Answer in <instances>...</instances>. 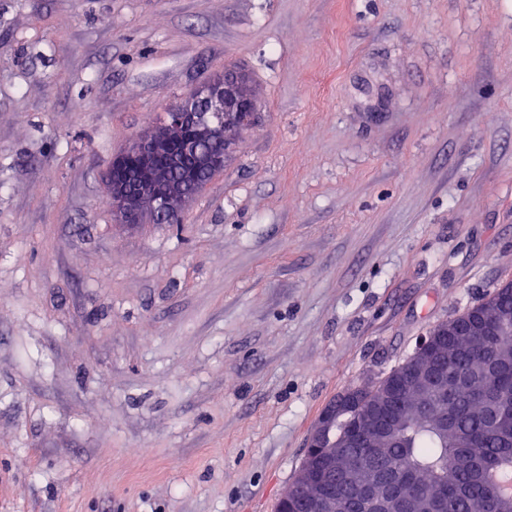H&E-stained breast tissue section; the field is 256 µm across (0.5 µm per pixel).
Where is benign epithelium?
Segmentation results:
<instances>
[{
  "mask_svg": "<svg viewBox=\"0 0 512 512\" xmlns=\"http://www.w3.org/2000/svg\"><path fill=\"white\" fill-rule=\"evenodd\" d=\"M201 99L208 101L213 120L205 119L197 110L196 102ZM250 108V103L241 97L237 83L229 78L195 88L182 101L168 107L151 129L137 135L127 147V152L139 158L133 184L123 178L109 177V201L113 210L124 221L144 212L181 211L193 194L171 176L180 156L172 157L167 164L160 163L158 158L178 148L181 156L191 158L197 166L211 165V156L203 146L218 141L224 144L227 153L237 147L235 139L224 137V115ZM470 315L471 311L467 310L424 337L415 354L392 373L373 403L362 409L360 430L371 445L390 444L398 433V423L387 412L389 405L411 395L427 401L441 393L448 368L459 358V349L449 347L448 339L457 341L474 335ZM357 400L354 391L339 396L325 408L309 436L308 447L312 452L307 454L305 464L284 494L287 502L302 496V512H348L346 499L336 494L332 484L336 475L348 470L347 443L333 440L332 428L336 415Z\"/></svg>",
  "mask_w": 512,
  "mask_h": 512,
  "instance_id": "1",
  "label": "benign epithelium"
}]
</instances>
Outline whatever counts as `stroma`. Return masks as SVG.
<instances>
[{
    "label": "stroma",
    "mask_w": 512,
    "mask_h": 512,
    "mask_svg": "<svg viewBox=\"0 0 512 512\" xmlns=\"http://www.w3.org/2000/svg\"><path fill=\"white\" fill-rule=\"evenodd\" d=\"M237 66L178 224L112 160ZM512 281V0H0V512H275L321 413Z\"/></svg>",
    "instance_id": "obj_1"
}]
</instances>
